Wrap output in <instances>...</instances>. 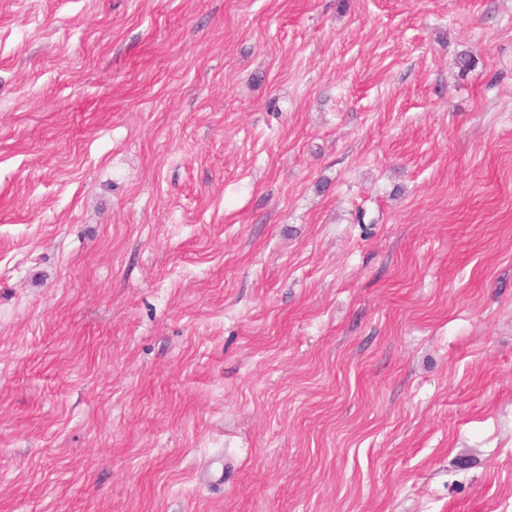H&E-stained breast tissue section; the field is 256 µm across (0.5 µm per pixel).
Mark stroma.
<instances>
[{"instance_id": "1", "label": "stroma", "mask_w": 512, "mask_h": 512, "mask_svg": "<svg viewBox=\"0 0 512 512\" xmlns=\"http://www.w3.org/2000/svg\"><path fill=\"white\" fill-rule=\"evenodd\" d=\"M0 512H512V0H0Z\"/></svg>"}]
</instances>
